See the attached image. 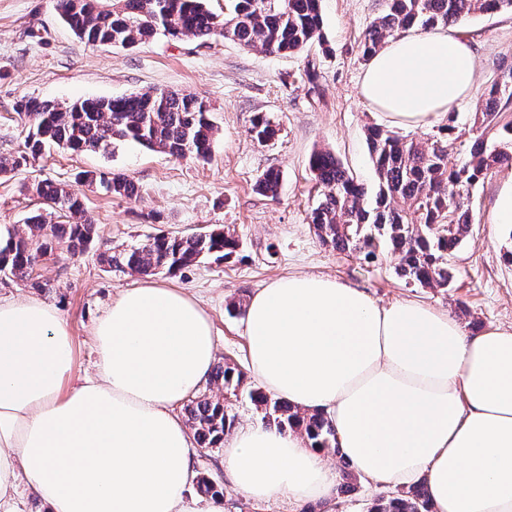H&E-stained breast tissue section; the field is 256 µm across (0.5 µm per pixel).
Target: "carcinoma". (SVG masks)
<instances>
[{"instance_id": "carcinoma-1", "label": "carcinoma", "mask_w": 512, "mask_h": 512, "mask_svg": "<svg viewBox=\"0 0 512 512\" xmlns=\"http://www.w3.org/2000/svg\"><path fill=\"white\" fill-rule=\"evenodd\" d=\"M59 15L73 33L92 46L132 47L161 33L172 38L193 37L207 43L220 35L245 47L269 54L295 53L322 36L321 0H224V19L206 0H57ZM512 10V0H386L361 45L370 57L385 41L409 30L428 31L456 25L477 13ZM89 100L65 105L28 99L19 110L32 123L26 153L38 156L51 146L74 153L106 151L117 142L133 141L176 157L206 159L211 154L216 126L209 104L189 93L160 91ZM512 108V63L500 68L486 93L472 143L461 161L448 166V148L455 127L441 128L440 137L423 145L378 126L367 129V145L378 190L369 196L329 150H316L309 170L320 200L311 209L309 224L323 245L344 253H358L373 261L383 252L395 260V273L408 284L446 288L454 278L449 258L473 224L463 199L487 173L512 164V121L500 122ZM251 136L267 142L277 135L264 116L255 119ZM99 182L107 192L126 198L138 194L136 184L122 174L110 177L93 171L76 175L78 183ZM280 173L269 169L256 191L274 198ZM31 191L41 211L27 218L29 232L12 231L0 240V274L29 281L40 257L58 247L75 256L90 248L95 224L73 186L39 181ZM408 208L394 206L396 199ZM57 217L54 224L50 218ZM238 240L230 233L200 235L158 234L117 255H102L107 266L126 267L142 276L173 274L203 257L225 260L237 253ZM211 380L224 392L244 396L263 413L264 422L280 431L303 433L313 448L336 449V432L319 413L292 410L247 381L231 363L214 366ZM188 421L201 448H218L236 424L223 402L200 396L186 405ZM204 497L224 495V488L208 478L197 482ZM367 512H431L427 489L420 482L375 500Z\"/></svg>"}]
</instances>
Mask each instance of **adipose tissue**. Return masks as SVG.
Instances as JSON below:
<instances>
[{"mask_svg":"<svg viewBox=\"0 0 512 512\" xmlns=\"http://www.w3.org/2000/svg\"><path fill=\"white\" fill-rule=\"evenodd\" d=\"M477 46L452 26L393 37L361 93L394 124L445 118L475 81ZM93 375L53 304L0 297V512L20 485L48 512H224L201 500L192 432L176 408L216 361L213 323L153 283L95 319ZM249 368L273 397L316 411L360 478L426 479L432 512H512V327L469 333L421 302L382 305L324 275H287L245 306ZM232 486L261 501L326 500L336 484L304 435L261 423L224 439Z\"/></svg>","mask_w":512,"mask_h":512,"instance_id":"obj_1","label":"adipose tissue"}]
</instances>
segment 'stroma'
<instances>
[{"label": "stroma", "mask_w": 512, "mask_h": 512, "mask_svg": "<svg viewBox=\"0 0 512 512\" xmlns=\"http://www.w3.org/2000/svg\"><path fill=\"white\" fill-rule=\"evenodd\" d=\"M384 0H322L323 44L294 54L269 55L216 38L156 35L133 48L91 46L59 19L54 0H0V156L22 157L13 173L0 176V233L27 234L26 220L39 206L27 187L50 179L74 183L77 173H121L138 195L107 194L100 185L81 188L96 224L90 249L79 256L55 251L38 268L41 287L0 277L1 296H32L59 307L74 339L77 374L92 372L95 351L91 326L102 309L124 289L142 283L126 268L101 264V253H118L159 232L196 233L223 229L239 241L235 257L205 259L177 274L152 276V283L192 295L209 314L219 361L246 368L243 317L229 313L236 302L291 274H322L363 288L389 304L414 299L448 313L468 331L512 326V228L494 223V202L512 166L492 169L470 193L475 222L452 256L453 282L445 288L408 285L391 258L367 263L322 245L308 222L319 194L308 170L311 153L332 151L368 191L377 179L366 143L370 125L390 127L381 112L361 96L366 65L361 44ZM479 43L477 81L453 110L458 135L451 158L462 156L484 92L502 65L512 62V11L478 13L460 27ZM175 90L203 97L217 127L207 161L175 158L131 142L112 152L76 154L54 148L38 158H23L31 130L17 112L30 98L70 102L131 93ZM263 115L277 129L266 143L248 133ZM278 170L277 199L258 194L255 183ZM198 473L223 482L224 512H303L300 504L257 502L226 486L224 451L198 449Z\"/></svg>", "instance_id": "1"}]
</instances>
